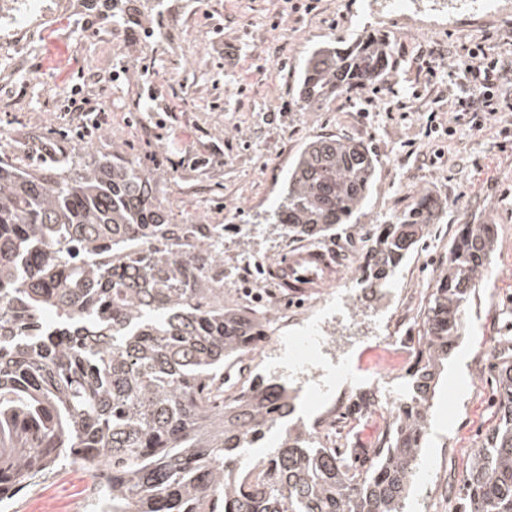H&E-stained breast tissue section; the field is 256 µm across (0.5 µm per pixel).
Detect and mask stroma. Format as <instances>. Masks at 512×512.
I'll list each match as a JSON object with an SVG mask.
<instances>
[{
  "label": "stroma",
  "instance_id": "1",
  "mask_svg": "<svg viewBox=\"0 0 512 512\" xmlns=\"http://www.w3.org/2000/svg\"><path fill=\"white\" fill-rule=\"evenodd\" d=\"M167 0L161 39L112 26L85 0H54L18 46L0 44V156L33 167L77 148L98 157L120 149L150 171H167L158 189L178 224H246L224 236V264L306 247L262 221L279 199L282 177L305 143L343 136L368 146L376 178L355 223L317 241L334 251L350 240L358 254L371 242L363 224H386L421 192L448 207L404 260L380 303L362 304L350 277L346 316L330 321L331 354L346 355L361 405L347 424V454L368 459L384 441L422 336V316L459 224L496 227L487 275L466 307V331L448 359L432 408L422 462L407 512H458L475 448L495 427L491 396L497 369L512 362V119L454 137L444 132L450 73L471 48L499 57L512 50V0L473 21L453 0ZM383 34L396 59L379 91L364 89L321 107L298 98V74L317 45ZM437 73L428 81L426 69ZM104 109L101 130L78 138L63 109L72 93ZM55 155L41 154L43 145ZM81 465L44 475L8 501L6 512H72L91 502Z\"/></svg>",
  "mask_w": 512,
  "mask_h": 512
}]
</instances>
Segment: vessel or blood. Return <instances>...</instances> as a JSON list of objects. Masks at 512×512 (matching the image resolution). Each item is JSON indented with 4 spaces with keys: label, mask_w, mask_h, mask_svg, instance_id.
I'll return each mask as SVG.
<instances>
[{
    "label": "vessel or blood",
    "mask_w": 512,
    "mask_h": 512,
    "mask_svg": "<svg viewBox=\"0 0 512 512\" xmlns=\"http://www.w3.org/2000/svg\"><path fill=\"white\" fill-rule=\"evenodd\" d=\"M332 262L325 251L304 248L288 254L277 264L272 274L280 285L294 295H305L327 282Z\"/></svg>",
    "instance_id": "b4317fda"
}]
</instances>
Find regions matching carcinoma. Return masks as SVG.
<instances>
[{
	"label": "carcinoma",
	"mask_w": 512,
	"mask_h": 512,
	"mask_svg": "<svg viewBox=\"0 0 512 512\" xmlns=\"http://www.w3.org/2000/svg\"><path fill=\"white\" fill-rule=\"evenodd\" d=\"M127 2L109 0L104 19L143 26ZM394 66L377 33L319 46L299 99L328 104ZM375 172L367 146L311 140L264 221L281 236H333L366 203ZM165 177L118 149L76 151L41 171L0 157V493L93 458L92 493L108 512H403L494 225H460L423 316L411 392L375 462L352 468L292 419L286 385L252 382L224 400V362L267 335L269 319L224 308L225 226L175 223L157 188ZM442 208L422 193L391 223L362 226L373 246L356 273L374 299ZM494 406L460 512H512V364L499 368ZM274 431L248 462L245 449Z\"/></svg>",
	"instance_id": "cac0c4a2"
}]
</instances>
